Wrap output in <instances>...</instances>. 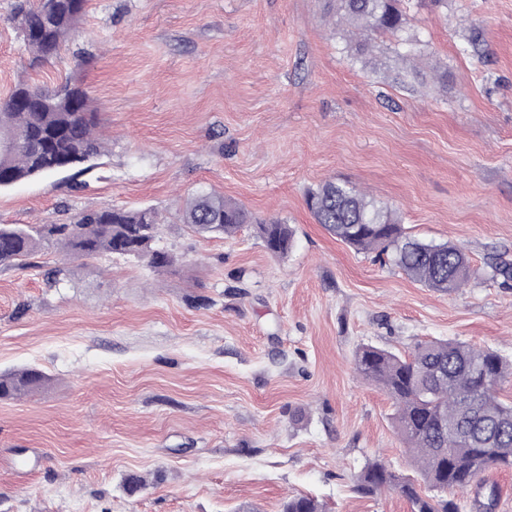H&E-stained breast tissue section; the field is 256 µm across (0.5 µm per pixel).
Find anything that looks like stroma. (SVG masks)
Masks as SVG:
<instances>
[{"label": "stroma", "mask_w": 512, "mask_h": 512, "mask_svg": "<svg viewBox=\"0 0 512 512\" xmlns=\"http://www.w3.org/2000/svg\"><path fill=\"white\" fill-rule=\"evenodd\" d=\"M0 0V100L77 80L108 142L96 165L0 190V224L152 207L155 272L123 257L65 264L47 246L0 268V372L49 377L0 400V512H410L355 491L374 460L403 475L395 407L353 366L369 344L426 339L512 360V0H404L419 55L376 36L357 58L328 0H88L67 50L33 69ZM475 51L461 54L467 27ZM335 179L397 211L408 233L465 249L468 286L441 293L316 224L305 193ZM199 190L295 231L287 257L253 227L180 224ZM68 265V281L46 270Z\"/></svg>", "instance_id": "obj_1"}]
</instances>
